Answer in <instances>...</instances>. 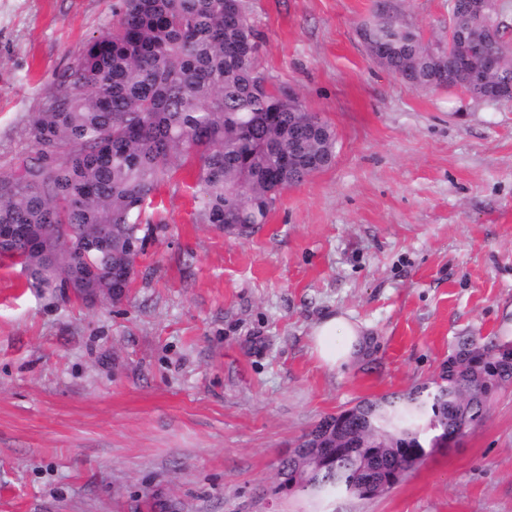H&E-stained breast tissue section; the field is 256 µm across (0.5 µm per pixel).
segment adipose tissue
Wrapping results in <instances>:
<instances>
[{
	"mask_svg": "<svg viewBox=\"0 0 512 512\" xmlns=\"http://www.w3.org/2000/svg\"><path fill=\"white\" fill-rule=\"evenodd\" d=\"M311 336L313 351L319 363L333 369L355 358L364 331L345 317L330 315L314 326Z\"/></svg>",
	"mask_w": 512,
	"mask_h": 512,
	"instance_id": "1",
	"label": "adipose tissue"
}]
</instances>
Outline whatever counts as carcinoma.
Returning a JSON list of instances; mask_svg holds the SVG:
<instances>
[{"instance_id":"cac0c4a2","label":"carcinoma","mask_w":512,"mask_h":512,"mask_svg":"<svg viewBox=\"0 0 512 512\" xmlns=\"http://www.w3.org/2000/svg\"><path fill=\"white\" fill-rule=\"evenodd\" d=\"M476 0H450V53L394 11L375 12L359 35L378 65L418 89L464 84L489 54L495 79L512 90V47L500 14L480 17ZM112 26L67 69L47 108L31 120L36 156L0 174V257L16 260L29 287L61 300L98 288L117 305L125 268L165 229L142 219L158 190L190 154L199 159L200 221L243 234L267 223L281 192L332 165L336 133L285 90L265 92L259 43L242 0H119ZM512 339L459 337L443 382L363 399L322 419L295 443L331 424L319 459L304 466V493L378 497L389 476L408 473L438 439L475 429L494 394L512 385ZM301 456L287 455L275 491Z\"/></svg>"}]
</instances>
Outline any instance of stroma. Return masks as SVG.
<instances>
[{
	"instance_id": "obj_1",
	"label": "stroma",
	"mask_w": 512,
	"mask_h": 512,
	"mask_svg": "<svg viewBox=\"0 0 512 512\" xmlns=\"http://www.w3.org/2000/svg\"><path fill=\"white\" fill-rule=\"evenodd\" d=\"M117 0H0V173ZM446 37L448 0H394ZM258 67L336 132L266 224L199 222L188 168L128 298L64 302L0 266V512H512V388L385 495L275 493L323 417L436 377L459 336L512 327V103L419 90L375 63V0H247ZM365 343L329 369L314 324Z\"/></svg>"
}]
</instances>
